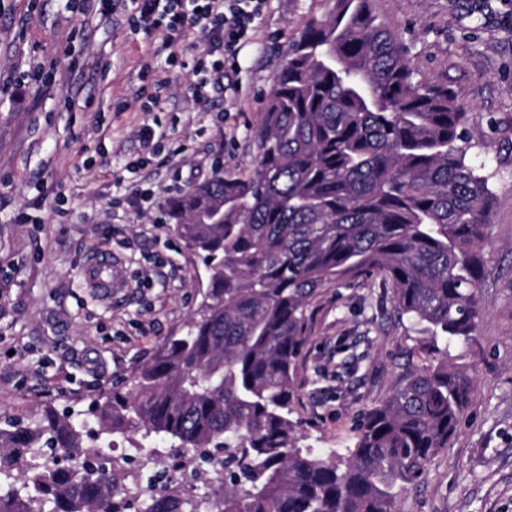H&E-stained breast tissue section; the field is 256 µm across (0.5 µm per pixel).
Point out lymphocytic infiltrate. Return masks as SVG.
<instances>
[{
  "label": "lymphocytic infiltrate",
  "mask_w": 512,
  "mask_h": 512,
  "mask_svg": "<svg viewBox=\"0 0 512 512\" xmlns=\"http://www.w3.org/2000/svg\"><path fill=\"white\" fill-rule=\"evenodd\" d=\"M78 10L109 20L125 16L132 33L143 35L150 52L140 66V84L131 90L125 107L142 112L164 111L168 81L158 65L159 57L175 58L178 42L194 34L187 50L190 54L192 81L185 98L192 105L205 107L227 90V81L235 70L243 47L256 34L265 0H74ZM139 152L136 159L123 165L131 185L130 204L140 212L153 210L156 193L138 186L136 175L156 154L163 139L150 124L137 131Z\"/></svg>",
  "instance_id": "lymphocytic-infiltrate-1"
}]
</instances>
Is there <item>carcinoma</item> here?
Listing matches in <instances>:
<instances>
[{
    "mask_svg": "<svg viewBox=\"0 0 512 512\" xmlns=\"http://www.w3.org/2000/svg\"><path fill=\"white\" fill-rule=\"evenodd\" d=\"M373 0H334L276 67L252 173L216 170L167 203L185 247L211 270L186 335L97 402L103 441L45 411L0 426V512H395L456 432L471 380L446 347L468 344L484 307L492 174L473 165L468 112L414 81ZM382 278L399 320L437 363L398 377L364 410L346 455L304 444L303 350L324 291ZM143 429L197 455L174 483L124 485L120 458L89 462ZM212 485L197 499L196 483Z\"/></svg>",
    "mask_w": 512,
    "mask_h": 512,
    "instance_id": "cac0c4a2",
    "label": "carcinoma"
}]
</instances>
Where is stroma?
<instances>
[{"label": "stroma", "mask_w": 512, "mask_h": 512, "mask_svg": "<svg viewBox=\"0 0 512 512\" xmlns=\"http://www.w3.org/2000/svg\"><path fill=\"white\" fill-rule=\"evenodd\" d=\"M330 0H267L255 42L240 54L236 91L220 111L188 105L190 70L169 69L155 119L165 138L143 172L160 205L114 203L121 165L137 153L144 116L118 111L149 48L122 22L73 12L69 0H0V418L46 409L91 420L100 395L130 384L165 339L183 335L209 285L161 204L215 166L244 175L253 133L289 41ZM406 43L415 78L448 85L469 112L474 163L490 173L485 312L448 360L472 380L457 431L396 512H512V0H374ZM123 262L128 288L111 300L85 288L98 243ZM381 278L328 288L305 349L297 415L305 442L345 453L361 411L407 368L429 365L428 340L399 322ZM357 362L329 380L338 347Z\"/></svg>", "instance_id": "stroma-1"}]
</instances>
